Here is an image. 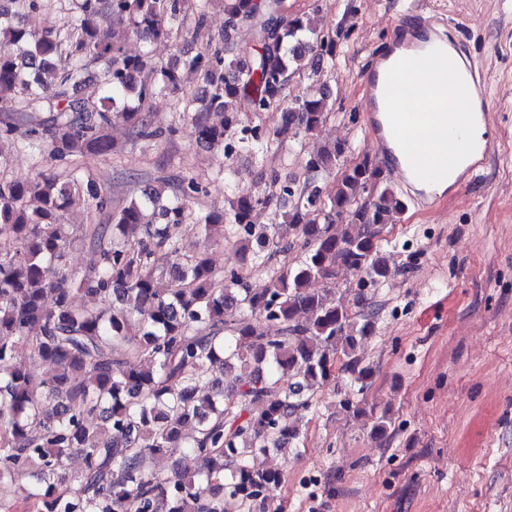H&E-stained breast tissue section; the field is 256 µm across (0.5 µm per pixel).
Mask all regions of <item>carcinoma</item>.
I'll use <instances>...</instances> for the list:
<instances>
[{
  "instance_id": "obj_1",
  "label": "carcinoma",
  "mask_w": 512,
  "mask_h": 512,
  "mask_svg": "<svg viewBox=\"0 0 512 512\" xmlns=\"http://www.w3.org/2000/svg\"><path fill=\"white\" fill-rule=\"evenodd\" d=\"M47 2L0 0V109L21 106L28 146L58 162L109 155L114 118L138 138L161 137L145 104L178 90L180 64L205 85V95L185 106L196 139L222 145L238 115L214 124L210 113L224 112L229 99L245 110L269 108L280 102L292 64L311 54L319 73L332 48L313 18H275L278 0H225L224 40L251 24L255 57L216 50L156 64L127 54L126 35L146 44L167 38L183 0H71L75 10L43 28L35 20ZM89 62L104 64L95 98L75 94ZM49 83L57 93L47 100ZM326 115L316 88L294 99L283 127L309 134ZM345 151L339 141L322 145L305 162L300 192L283 188L298 195L285 215L296 241L283 242L274 224H253L262 201L240 196L227 212L195 216L203 244L191 253L172 229L204 193L193 178L171 197L162 182L113 212L100 187L74 169L0 180V240L10 244L0 248V512H128L131 502L136 512H277L270 491L283 474L251 460L300 438L294 416L307 404L303 396L333 379L336 363L363 386L370 379L355 352L374 324L352 312L365 296L349 304L333 285L342 268L372 284L390 276L378 237L404 209L367 156L322 200L316 182ZM369 185L376 194L359 200ZM78 203L108 212L107 223L84 229L99 260L81 277L68 268L72 238L63 223ZM324 204L320 224L314 209ZM226 224L237 231L242 265L224 273L210 249L224 245ZM294 246L302 251L297 265L269 266ZM258 270L267 276L263 288L251 284ZM314 281L327 288L313 290ZM76 292L99 304L76 306ZM21 345L30 348L27 362L16 357ZM42 365L53 371L36 372ZM227 369L238 371L231 387ZM185 450L199 460L195 473L151 469ZM76 454L84 466L71 483L63 472ZM28 464L37 466L38 483L17 494L16 471Z\"/></svg>"
}]
</instances>
